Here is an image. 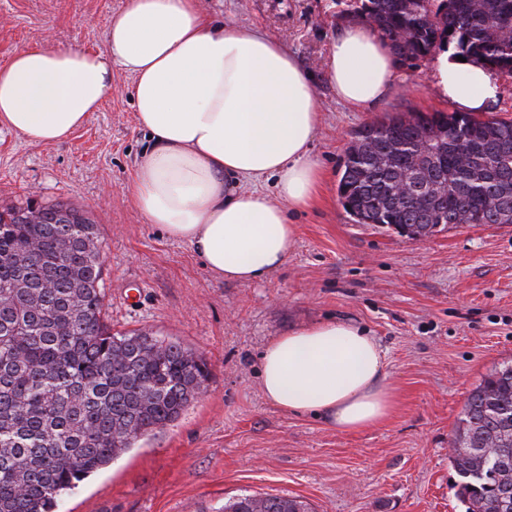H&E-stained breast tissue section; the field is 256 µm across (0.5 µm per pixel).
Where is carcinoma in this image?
Returning <instances> with one entry per match:
<instances>
[{
    "mask_svg": "<svg viewBox=\"0 0 512 512\" xmlns=\"http://www.w3.org/2000/svg\"><path fill=\"white\" fill-rule=\"evenodd\" d=\"M401 63L453 50L512 76V0H349ZM338 195L358 224L429 236L450 224H512V119L410 112L363 125ZM448 183L427 220L406 177ZM39 212V222L20 216ZM95 221L64 202L0 212V512H56L65 493L175 420L207 364L154 333L105 322ZM452 486L465 512H512V363L470 393L454 432ZM221 512H309L296 497L242 495Z\"/></svg>",
    "mask_w": 512,
    "mask_h": 512,
    "instance_id": "1",
    "label": "carcinoma"
}]
</instances>
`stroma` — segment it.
Wrapping results in <instances>:
<instances>
[{"label":"stroma","mask_w":512,"mask_h":512,"mask_svg":"<svg viewBox=\"0 0 512 512\" xmlns=\"http://www.w3.org/2000/svg\"><path fill=\"white\" fill-rule=\"evenodd\" d=\"M207 13L280 40L310 71L324 168L316 202L292 213L287 262L264 279L216 278L186 242L167 237L122 193L151 146L135 122L131 77L69 140L31 145L0 126V207L28 199L86 211L105 252L107 319L148 329L202 356L210 377L178 418L140 438L63 495L59 512H218L243 494L295 496L313 512H464L451 440L470 392L512 361V224H457L422 238L355 223L337 192L359 127L410 110L448 111L435 57L399 67L379 106L355 112L323 61L345 25L344 0H203ZM124 0H0V64L21 46L100 49ZM339 319L386 355L397 406L384 423L342 433L268 403L259 361L273 338Z\"/></svg>","instance_id":"stroma-1"}]
</instances>
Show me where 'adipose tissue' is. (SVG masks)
Listing matches in <instances>:
<instances>
[{
    "label": "adipose tissue",
    "mask_w": 512,
    "mask_h": 512,
    "mask_svg": "<svg viewBox=\"0 0 512 512\" xmlns=\"http://www.w3.org/2000/svg\"><path fill=\"white\" fill-rule=\"evenodd\" d=\"M116 67L133 80L136 122L152 142L123 187L147 223L189 243L217 278L251 283L279 269L296 244L289 215L309 206L321 178L309 71L269 34L215 21L200 0H124L103 48L45 42L0 65V125L33 144L68 140L111 93ZM325 72L358 111L397 82L392 52L364 21L332 39ZM432 78L459 112L487 111L499 95L494 72L448 53ZM270 177L271 195L259 188ZM259 376L268 402L343 433L379 425L395 408L379 344L349 321L275 338Z\"/></svg>",
    "instance_id": "obj_1"
}]
</instances>
